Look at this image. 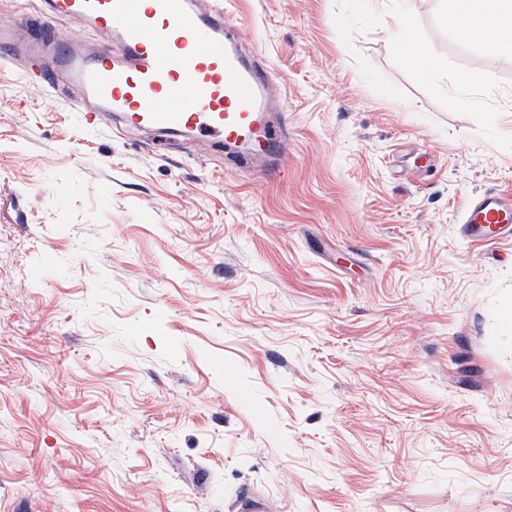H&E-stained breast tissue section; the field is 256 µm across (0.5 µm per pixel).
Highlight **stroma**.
Instances as JSON below:
<instances>
[{"label":"stroma","instance_id":"35a3bbf8","mask_svg":"<svg viewBox=\"0 0 512 512\" xmlns=\"http://www.w3.org/2000/svg\"><path fill=\"white\" fill-rule=\"evenodd\" d=\"M447 10L224 0L273 172L0 69V512H512V241L460 224L512 191V45ZM391 34L400 38L403 56L410 65L427 72L436 70L435 56L431 46L410 35L408 21L404 14L393 18Z\"/></svg>","mask_w":512,"mask_h":512}]
</instances>
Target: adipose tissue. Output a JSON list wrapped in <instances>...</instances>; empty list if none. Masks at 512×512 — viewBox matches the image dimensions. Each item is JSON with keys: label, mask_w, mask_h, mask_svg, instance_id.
Segmentation results:
<instances>
[{"label": "adipose tissue", "mask_w": 512, "mask_h": 512, "mask_svg": "<svg viewBox=\"0 0 512 512\" xmlns=\"http://www.w3.org/2000/svg\"><path fill=\"white\" fill-rule=\"evenodd\" d=\"M448 19L467 27L468 37L479 39L488 54L512 43V0H448ZM392 34L399 37L403 55L413 67L435 71V56L428 43L413 38L405 15L393 19Z\"/></svg>", "instance_id": "1"}]
</instances>
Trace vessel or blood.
I'll use <instances>...</instances> for the list:
<instances>
[{
	"label": "vessel or blood",
	"mask_w": 512,
	"mask_h": 512,
	"mask_svg": "<svg viewBox=\"0 0 512 512\" xmlns=\"http://www.w3.org/2000/svg\"><path fill=\"white\" fill-rule=\"evenodd\" d=\"M36 18L0 27V64L27 83L72 91L94 125L160 131L241 145L234 161L270 159L284 136L265 70L232 45L224 8L206 0H39ZM66 24L72 37L58 41ZM468 235L512 233V194L485 192L462 206Z\"/></svg>",
	"instance_id": "1"
}]
</instances>
